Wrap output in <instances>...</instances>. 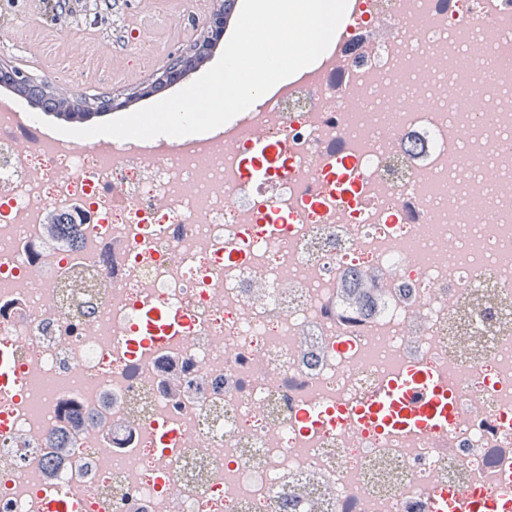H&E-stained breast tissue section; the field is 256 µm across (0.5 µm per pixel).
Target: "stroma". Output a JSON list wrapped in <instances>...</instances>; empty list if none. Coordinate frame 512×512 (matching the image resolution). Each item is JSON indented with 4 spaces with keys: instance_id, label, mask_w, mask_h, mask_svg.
<instances>
[{
    "instance_id": "obj_1",
    "label": "stroma",
    "mask_w": 512,
    "mask_h": 512,
    "mask_svg": "<svg viewBox=\"0 0 512 512\" xmlns=\"http://www.w3.org/2000/svg\"><path fill=\"white\" fill-rule=\"evenodd\" d=\"M215 0H14L0 13L7 41L0 48L11 65L33 79L56 85L59 69L70 68L72 90L87 100L146 85L171 52L189 48L205 28ZM139 32L154 51L138 59L128 31Z\"/></svg>"
}]
</instances>
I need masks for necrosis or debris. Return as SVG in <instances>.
Instances as JSON below:
<instances>
[{
    "mask_svg": "<svg viewBox=\"0 0 512 512\" xmlns=\"http://www.w3.org/2000/svg\"><path fill=\"white\" fill-rule=\"evenodd\" d=\"M511 24L512 0H361L334 70L271 97L230 149L119 139L105 159L0 137V345L19 354L0 512H42L62 486L71 512H436L453 490L512 494V40L487 45L489 72L461 68L456 38ZM255 128L288 152L268 187L236 178ZM343 156L367 208L322 191ZM271 203L289 217L276 234ZM50 209L75 242L49 236ZM363 265L388 290L369 320L336 308ZM148 302L189 317L135 343ZM407 371L448 379L441 440L350 416ZM309 406L325 419L306 431ZM62 434L73 453L50 479Z\"/></svg>",
    "mask_w": 512,
    "mask_h": 512,
    "instance_id": "4bbe7bcc",
    "label": "necrosis or debris"
}]
</instances>
